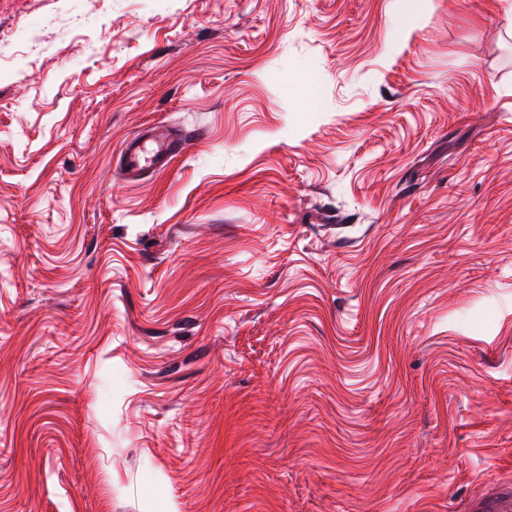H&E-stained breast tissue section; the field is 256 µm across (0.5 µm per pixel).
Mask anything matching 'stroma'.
<instances>
[{"instance_id":"1","label":"stroma","mask_w":512,"mask_h":512,"mask_svg":"<svg viewBox=\"0 0 512 512\" xmlns=\"http://www.w3.org/2000/svg\"><path fill=\"white\" fill-rule=\"evenodd\" d=\"M510 496L512 0H0V512ZM188 141V133L154 125L125 143L119 161L132 175L161 170L185 149Z\"/></svg>"}]
</instances>
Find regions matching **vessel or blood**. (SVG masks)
I'll return each mask as SVG.
<instances>
[{
  "label": "vessel or blood",
  "instance_id": "vessel-or-blood-1",
  "mask_svg": "<svg viewBox=\"0 0 512 512\" xmlns=\"http://www.w3.org/2000/svg\"><path fill=\"white\" fill-rule=\"evenodd\" d=\"M189 141L188 134L165 125H155L124 145L119 161L130 174L166 168Z\"/></svg>",
  "mask_w": 512,
  "mask_h": 512
}]
</instances>
